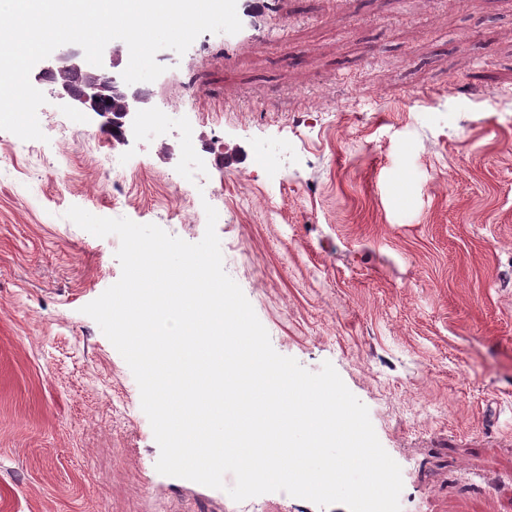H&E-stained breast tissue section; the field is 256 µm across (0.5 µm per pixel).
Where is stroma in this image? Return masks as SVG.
I'll return each instance as SVG.
<instances>
[{
	"mask_svg": "<svg viewBox=\"0 0 512 512\" xmlns=\"http://www.w3.org/2000/svg\"><path fill=\"white\" fill-rule=\"evenodd\" d=\"M270 13L234 50L157 53L162 124L116 140L38 80L44 140L0 130V512H348L158 473L138 384L82 311L120 240L71 206L196 243L208 204L274 350L366 405L402 512H512V0Z\"/></svg>",
	"mask_w": 512,
	"mask_h": 512,
	"instance_id": "obj_1",
	"label": "stroma"
}]
</instances>
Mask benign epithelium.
I'll use <instances>...</instances> for the list:
<instances>
[{
	"label": "benign epithelium",
	"mask_w": 512,
	"mask_h": 512,
	"mask_svg": "<svg viewBox=\"0 0 512 512\" xmlns=\"http://www.w3.org/2000/svg\"><path fill=\"white\" fill-rule=\"evenodd\" d=\"M39 78L53 85L55 97L67 107L106 118V123L121 140L142 112V105L148 103L141 91L130 89L120 77L88 70L80 48H70L45 59ZM114 98L131 101L133 106L114 111Z\"/></svg>",
	"instance_id": "obj_1"
}]
</instances>
